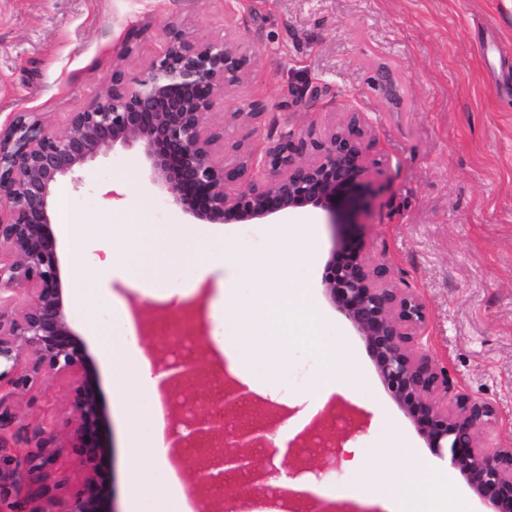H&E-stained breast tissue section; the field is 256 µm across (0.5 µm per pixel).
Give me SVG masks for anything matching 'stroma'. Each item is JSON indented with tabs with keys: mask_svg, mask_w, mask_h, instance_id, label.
<instances>
[{
	"mask_svg": "<svg viewBox=\"0 0 512 512\" xmlns=\"http://www.w3.org/2000/svg\"><path fill=\"white\" fill-rule=\"evenodd\" d=\"M176 22L198 39L223 38L225 29L256 57L247 83L216 103L208 122L245 99L263 104L250 125L228 130L234 141L257 144L297 132L310 122L342 120L348 105L366 116L383 166L375 175L360 228L370 260L392 263L400 287L422 296L428 324L422 339L456 390L493 403L499 423L483 435L497 446L512 434V0H0V124L12 113H41L58 131L69 113L86 107L112 80L114 66L143 74L161 51L163 28ZM139 29L122 54L129 29ZM391 83L375 87L377 70ZM71 184L74 224L165 225L187 230L185 215L149 183L138 149L99 155ZM288 253L300 286L291 301H306L328 333L285 336L288 365L269 397L288 395L296 411L311 402L325 360L335 350L336 374L357 386L363 418L343 444L340 468L320 459L295 466V481L330 494L381 488L414 457L429 456L425 440L384 389L361 336L336 311L321 286L337 246L327 214L301 208L285 216ZM313 228L306 238L305 228ZM266 224H228V249L262 254ZM110 288L130 304L139 343L153 358L168 357L156 332L193 320L207 362L208 381L172 390L205 398L226 365L212 340L207 281L190 299L162 302L127 283ZM70 324L93 357L99 396L107 411L103 436L111 448L107 477L115 512H128L129 444L134 427L119 404L112 373L99 356L86 314ZM72 384L37 376L10 405L9 446H27L36 429L71 412Z\"/></svg>",
	"mask_w": 512,
	"mask_h": 512,
	"instance_id": "1",
	"label": "stroma"
}]
</instances>
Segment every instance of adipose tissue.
<instances>
[{
  "mask_svg": "<svg viewBox=\"0 0 512 512\" xmlns=\"http://www.w3.org/2000/svg\"><path fill=\"white\" fill-rule=\"evenodd\" d=\"M69 196L57 193L55 233L70 248L71 288L83 311L93 320V334L110 363L112 383L120 401L133 408L140 435L133 442L138 454L130 472L132 512H152L151 500L168 503L167 512H191L168 454L163 434L160 395L162 375L139 345L129 306L106 288L108 276L123 274L144 285L162 284L161 296L170 300L188 295L193 284L208 276L218 278L217 298L210 308L212 338L223 352L230 373L249 391L260 392L264 376L254 363L264 360L268 373L276 374L288 362L286 348L277 347L269 333L268 312L281 311L284 276L291 266L286 243L287 227L272 233V255H242L224 247V230L217 224L192 225L188 234L175 237L159 224H73L68 220ZM112 237L116 248L104 255L91 254V244ZM274 260L273 275L258 281L256 267ZM267 373V374H268ZM408 471L418 482L417 512H469L463 500L449 502L447 479L436 476L430 462L412 461Z\"/></svg>",
  "mask_w": 512,
  "mask_h": 512,
  "instance_id": "1",
  "label": "adipose tissue"
}]
</instances>
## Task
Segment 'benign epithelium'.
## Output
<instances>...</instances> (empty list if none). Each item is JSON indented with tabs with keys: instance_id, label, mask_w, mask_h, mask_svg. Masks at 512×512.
Here are the masks:
<instances>
[{
	"instance_id": "benign-epithelium-1",
	"label": "benign epithelium",
	"mask_w": 512,
	"mask_h": 512,
	"mask_svg": "<svg viewBox=\"0 0 512 512\" xmlns=\"http://www.w3.org/2000/svg\"><path fill=\"white\" fill-rule=\"evenodd\" d=\"M163 49L146 74L128 78L113 70L112 82L83 110L70 113L57 131L37 112H17L0 127V407L27 390L33 376H67L74 383L72 415L51 431L34 435V446L14 457L15 469L32 477L30 512H107L102 463L105 411L92 358L72 329L52 229L53 192L63 178L75 183L89 161L116 146H139L150 180L169 204L195 224H265L293 209L325 210L344 227L323 277L325 293L362 336L381 382L411 419L431 452L448 457L487 512H512V437L483 444L498 422L493 404L454 392L448 376L419 344L427 327L422 298L396 285L392 266L373 262L362 238L350 232L367 210L366 190L380 170L365 119L350 111L338 124L311 122L257 148L230 145L224 128L207 124L219 99L242 86L254 70L251 52L230 31L220 40L196 39L175 23L165 25ZM256 101L224 113V122L251 124ZM172 384L198 376L197 363L169 364ZM222 465L250 471V449L266 440L262 429H243ZM78 456L83 490L58 497L43 483L55 456ZM211 465L193 470L192 487L223 481Z\"/></svg>"
}]
</instances>
